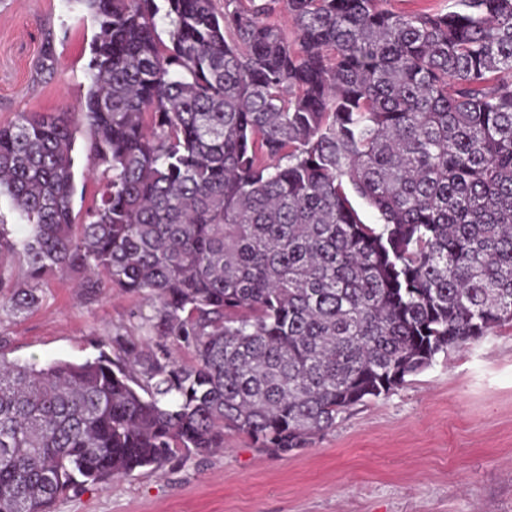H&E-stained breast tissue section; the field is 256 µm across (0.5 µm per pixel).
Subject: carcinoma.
<instances>
[{"instance_id": "1", "label": "carcinoma", "mask_w": 512, "mask_h": 512, "mask_svg": "<svg viewBox=\"0 0 512 512\" xmlns=\"http://www.w3.org/2000/svg\"><path fill=\"white\" fill-rule=\"evenodd\" d=\"M76 2L98 27L81 115L105 185L73 223L70 113L0 125V197L26 230L0 224V308L81 272L88 300L147 299L148 335L46 366L0 336V512L228 432L305 448L512 324V0ZM392 7L402 11L446 12L454 0H391Z\"/></svg>"}]
</instances>
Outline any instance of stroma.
I'll return each instance as SVG.
<instances>
[{
    "instance_id": "35a3bbf8",
    "label": "stroma",
    "mask_w": 512,
    "mask_h": 512,
    "mask_svg": "<svg viewBox=\"0 0 512 512\" xmlns=\"http://www.w3.org/2000/svg\"><path fill=\"white\" fill-rule=\"evenodd\" d=\"M95 31L77 0H0V124L76 111ZM75 157L79 214L104 184L82 129ZM77 279L51 278L35 310H0L9 359L80 363L99 337L146 335L141 298L115 288L89 301ZM51 512H512V327L438 355L307 447L280 455L231 433L221 451L78 487Z\"/></svg>"
}]
</instances>
